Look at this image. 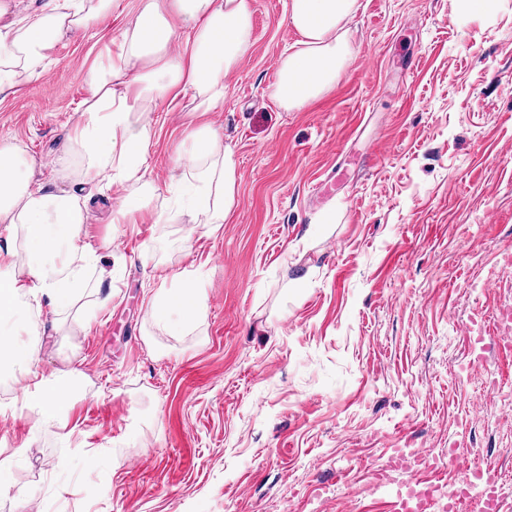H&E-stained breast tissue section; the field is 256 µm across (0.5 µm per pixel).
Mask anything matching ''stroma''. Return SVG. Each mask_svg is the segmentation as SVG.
Returning <instances> with one entry per match:
<instances>
[{
	"label": "stroma",
	"instance_id": "1",
	"mask_svg": "<svg viewBox=\"0 0 512 512\" xmlns=\"http://www.w3.org/2000/svg\"><path fill=\"white\" fill-rule=\"evenodd\" d=\"M139 2L116 0L40 74L0 87V141L31 181L76 193L112 271L90 269L98 289L68 309L29 295L4 322L31 365L81 392L44 419L22 390L29 364L0 361V512H391L373 484L395 448L451 481L449 449L476 451L512 512V360L496 335L512 307V0H357L350 63L297 110L274 97L299 39L288 0H250L252 48L209 115L237 203L191 226L157 218L200 121L189 98L151 109L156 192L137 223H113L120 188L82 183L69 140L88 68ZM164 274L204 291L181 332L148 309Z\"/></svg>",
	"mask_w": 512,
	"mask_h": 512
}]
</instances>
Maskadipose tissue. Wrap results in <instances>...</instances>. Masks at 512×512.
<instances>
[{
    "label": "adipose tissue",
    "mask_w": 512,
    "mask_h": 512,
    "mask_svg": "<svg viewBox=\"0 0 512 512\" xmlns=\"http://www.w3.org/2000/svg\"><path fill=\"white\" fill-rule=\"evenodd\" d=\"M357 0H289L286 19L298 32L295 51L278 62L275 96L285 109H298L332 86L351 60L347 24ZM113 0H90L68 8L57 0L50 11L10 18L8 0H0V77L17 72L36 75L43 69L62 32L89 28L112 12ZM252 45L249 0H141L134 21L119 41L94 62L86 76L87 97L72 142L85 154L84 181L105 178L119 186H139L140 205L121 199L117 219L148 208L154 187L143 180L147 163L150 104L192 92L194 109L208 114L224 104V79ZM223 134L211 122L193 129L176 152L173 171L191 188L180 217L203 213L220 224L236 203L237 173L222 146ZM16 144L0 143V226L22 234L24 251L0 247V316L27 310L24 295L46 299L51 311L69 307L85 286L89 264L99 263L97 249L82 235L87 213L67 191H50L23 177L17 168ZM204 307L196 282L180 279L178 287L161 288L149 300L153 318L167 320L178 311L193 324ZM33 401L43 417L57 418L72 397L64 380L48 382L27 373Z\"/></svg>",
    "instance_id": "1"
}]
</instances>
